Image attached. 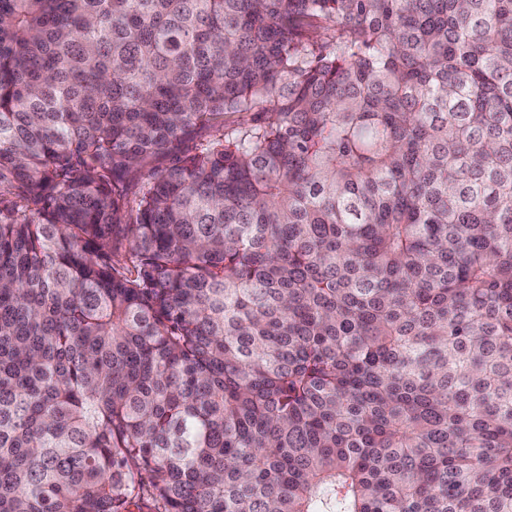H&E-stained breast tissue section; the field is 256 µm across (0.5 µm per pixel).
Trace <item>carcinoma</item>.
<instances>
[{
	"label": "carcinoma",
	"mask_w": 512,
	"mask_h": 512,
	"mask_svg": "<svg viewBox=\"0 0 512 512\" xmlns=\"http://www.w3.org/2000/svg\"><path fill=\"white\" fill-rule=\"evenodd\" d=\"M146 495L512 512V0H0V512Z\"/></svg>",
	"instance_id": "cac0c4a2"
}]
</instances>
